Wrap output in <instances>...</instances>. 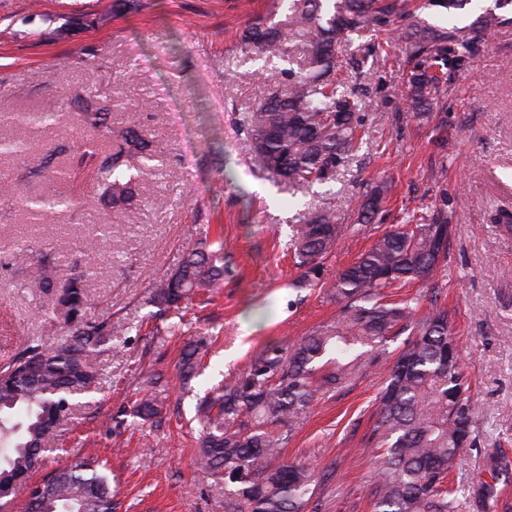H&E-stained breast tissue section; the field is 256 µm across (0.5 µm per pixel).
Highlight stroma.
Segmentation results:
<instances>
[{"label": "stroma", "mask_w": 512, "mask_h": 512, "mask_svg": "<svg viewBox=\"0 0 512 512\" xmlns=\"http://www.w3.org/2000/svg\"><path fill=\"white\" fill-rule=\"evenodd\" d=\"M274 0H0V139L29 142L20 160L0 156V181L21 180V194L0 208V365L42 337L38 310L53 297L27 287L41 268L13 256L23 240L49 245L55 263L90 267L82 321L129 323L130 335L103 345L91 363L97 390L81 397L75 423L49 440L41 473L87 457L106 459L117 512H224V497L197 470L195 394L243 372L269 344L290 345L335 324L339 305L324 281L353 263L391 226L447 200L453 224L436 280L472 382L476 444L452 475L457 512H473L468 487L489 479L491 457L512 463V231L490 223L512 202V6L509 19L473 53L468 71L445 84L424 122L405 120L410 65L399 41L381 55L372 35L342 48L340 75L368 115L367 142L334 180L297 190L276 184L253 158L243 125L249 111L282 83L281 60L244 52L243 29L268 19ZM407 22L463 28L495 0H471L454 17L419 7ZM111 108L113 135L137 122L164 165L136 188L134 217L96 199L84 179L53 182L44 162H76L91 130L80 101ZM58 102L60 119L43 133L9 122ZM390 185L381 219L361 228V204ZM88 198L83 208L34 219L24 197L51 191ZM326 207L337 223L358 225L320 264V285L303 281L286 252L291 225ZM100 224L120 226L109 242ZM224 241V288L192 301L189 326L169 334L170 316L148 303L153 280L173 272L201 232ZM206 337L205 370L181 395L175 383L186 343ZM387 371L376 364L335 396L316 399L296 422L281 457L327 473L311 512H372L375 453L368 438ZM166 396L162 426L119 424L147 381Z\"/></svg>", "instance_id": "stroma-1"}]
</instances>
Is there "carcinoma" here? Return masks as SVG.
Wrapping results in <instances>:
<instances>
[{"mask_svg": "<svg viewBox=\"0 0 512 512\" xmlns=\"http://www.w3.org/2000/svg\"><path fill=\"white\" fill-rule=\"evenodd\" d=\"M288 8L273 27L258 23L243 30L241 41L259 55L291 57L282 71L284 84L248 113L245 129L257 161L279 181L299 189L333 179L362 147L365 115L337 77L336 50L352 36L383 31L401 12L399 0H287ZM512 0H496L465 28L408 27L398 33L412 64L407 91L408 114L425 119L443 82L467 70L479 43L505 23L497 10ZM57 112L46 107L14 119L34 128H50ZM111 113L83 106V125L110 130ZM23 140H0V155H25ZM157 160L151 141L137 124L127 127L115 151L84 165L109 203L129 205L136 195L142 168ZM41 216L71 210L84 201L63 194L25 198ZM382 191L362 207L363 219L379 213ZM349 226L336 223L327 209L310 213L294 227L288 240L297 268L314 275L317 260L330 252ZM452 224L448 199L429 217L398 224L375 239L331 284L340 304L336 325L321 329L285 349L268 345L247 370L219 383L197 398L194 420L200 448L197 465L224 491L226 512H306L318 484L325 478L315 467L280 458L288 446L295 420L307 413L318 394L336 393L382 356L392 357L377 394L379 411L370 439L381 460L371 476L374 512H457L458 489L448 475L461 452L475 443L471 381L461 366L452 336L451 315L431 295L426 311L412 296L388 302L386 290L411 282L433 281L447 258ZM43 270L29 287L54 292L50 311H39L45 331L60 321H79L87 300L88 271L78 264H50L38 253ZM224 287V241L204 237L187 249L181 265L159 279L148 303L183 318L197 294ZM129 328L110 320L76 329L72 339L30 344L0 366V438L12 440V454L0 466V484L30 477L44 464L47 438L72 419L73 399L95 389L96 373L89 358L112 337ZM402 332L410 339L398 351L388 349ZM202 338L189 342L180 361L179 389L201 369ZM22 410L26 423L12 420ZM165 403L151 390L136 394L130 415L140 421L164 420ZM43 504L28 501L27 512H115L107 465L79 460L37 484ZM476 512H496L497 483L472 488Z\"/></svg>", "mask_w": 512, "mask_h": 512, "instance_id": "cac0c4a2", "label": "carcinoma"}]
</instances>
